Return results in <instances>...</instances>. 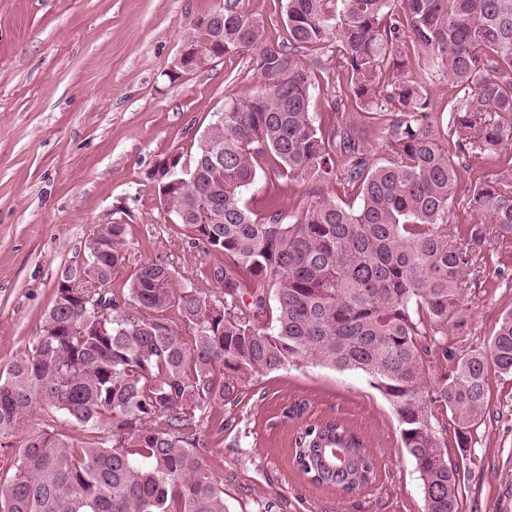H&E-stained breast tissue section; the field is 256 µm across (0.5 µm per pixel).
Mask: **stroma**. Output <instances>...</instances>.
Listing matches in <instances>:
<instances>
[{"instance_id": "obj_1", "label": "stroma", "mask_w": 512, "mask_h": 512, "mask_svg": "<svg viewBox=\"0 0 512 512\" xmlns=\"http://www.w3.org/2000/svg\"><path fill=\"white\" fill-rule=\"evenodd\" d=\"M224 0H0V366L40 334L53 288L85 240L102 225L129 226L128 267L163 252L177 269L196 251L173 245L170 219L149 173L169 152L192 161L199 136L227 99L258 81L256 55L227 56L203 71L169 79L188 12ZM432 123L456 90L436 69H419ZM307 183L257 172L244 199L264 213L284 209ZM487 270L467 276L460 315L445 333L449 351L486 348L512 309V239L492 240ZM470 449L474 464L461 512H512V375L492 374ZM333 418L362 433L378 479L351 497L315 487L289 466L296 420ZM224 420V501L229 512H424L420 481L405 454L392 409L365 376L321 367L260 376Z\"/></svg>"}]
</instances>
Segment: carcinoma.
<instances>
[{
  "instance_id": "1",
  "label": "carcinoma",
  "mask_w": 512,
  "mask_h": 512,
  "mask_svg": "<svg viewBox=\"0 0 512 512\" xmlns=\"http://www.w3.org/2000/svg\"><path fill=\"white\" fill-rule=\"evenodd\" d=\"M223 12L186 35L226 56L256 52L259 79L224 102L222 125L187 164L195 178L172 190L176 236L203 261L180 272L159 253L115 288L129 228L107 224L87 251L103 287L59 275L37 340L0 372V447L19 443L0 471V512H228L223 468L204 462L217 453L208 437L224 436L212 410L290 366L365 374L396 416L425 512H461L466 467L432 406L451 414L466 460L491 373L512 374V310L488 349L431 385L425 357H448L440 329L460 309L464 271L487 267L489 237H512V0H286L276 40L245 0H224ZM331 43L334 72L315 56ZM422 63L460 94L440 125L411 76ZM319 72L336 74L333 109L356 120L315 124ZM378 136L382 165L368 152ZM265 158L275 178L311 184L305 202L287 212L273 199L261 216L248 207ZM474 159L498 170L460 198L459 171ZM333 182L358 205L324 191ZM458 198L475 218L460 242L448 232ZM36 402L51 422L29 433ZM290 463L345 497L378 473L365 437L336 419L297 426Z\"/></svg>"
}]
</instances>
